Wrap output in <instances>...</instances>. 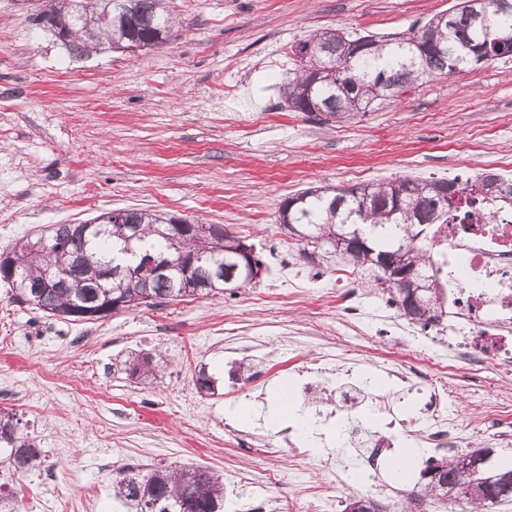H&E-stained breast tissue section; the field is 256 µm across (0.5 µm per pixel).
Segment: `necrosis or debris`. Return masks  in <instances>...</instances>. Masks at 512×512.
Masks as SVG:
<instances>
[{
  "label": "necrosis or debris",
  "instance_id": "necrosis-or-debris-1",
  "mask_svg": "<svg viewBox=\"0 0 512 512\" xmlns=\"http://www.w3.org/2000/svg\"><path fill=\"white\" fill-rule=\"evenodd\" d=\"M430 248L448 281L449 346L476 360L481 373H500L512 363V211L486 203L450 214L447 223L433 225ZM347 280L346 274L336 276V300L344 314L356 323L384 317L377 289L357 292L347 287ZM333 360V355L317 354L292 363L255 354L248 373L262 378L290 370L302 381V398L326 414L364 409L381 417L384 432L357 430L348 438L349 447L367 448L362 458L367 472L381 474L387 450L410 424L428 448L451 453L463 448L449 384L454 359L441 361L431 375L412 364L403 371H388L383 394L366 383H332Z\"/></svg>",
  "mask_w": 512,
  "mask_h": 512
}]
</instances>
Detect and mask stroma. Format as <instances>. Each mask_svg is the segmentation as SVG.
Returning a JSON list of instances; mask_svg holds the SVG:
<instances>
[{
    "instance_id": "1",
    "label": "stroma",
    "mask_w": 512,
    "mask_h": 512,
    "mask_svg": "<svg viewBox=\"0 0 512 512\" xmlns=\"http://www.w3.org/2000/svg\"><path fill=\"white\" fill-rule=\"evenodd\" d=\"M455 0H167L171 39L149 50L109 49L75 57L29 20L20 0H0V252L51 224H77L109 210H159L221 224L254 245L263 275L234 294L142 306L98 321L72 322L13 303L0 283V409L43 448L40 470L0 462V483L18 512H134L112 495L122 462L147 474L170 465L238 472L224 512H246L254 493L293 499L307 512L314 493L378 499L353 469L296 483L303 458L290 419L277 416L279 389L294 377L236 384L233 348L259 345L273 357L315 355L343 345L353 375L374 385L406 361L392 320L352 329L334 288L339 256L316 261L281 236L286 198L320 183L350 187L399 177H474L479 158L463 148L492 143L512 154V59L426 77L399 100L334 127L280 106L291 47L320 28L409 36ZM305 293L304 306L286 300ZM159 355L155 378L125 371L129 358ZM206 372L209 393L195 380ZM251 403V421L231 416ZM512 405V370L459 392L468 445L488 442L483 419ZM274 453H267V445Z\"/></svg>"
}]
</instances>
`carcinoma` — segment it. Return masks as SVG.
I'll return each instance as SVG.
<instances>
[{"mask_svg": "<svg viewBox=\"0 0 512 512\" xmlns=\"http://www.w3.org/2000/svg\"><path fill=\"white\" fill-rule=\"evenodd\" d=\"M33 22L43 28L58 27L69 54L83 57L103 47L141 50L165 43L173 20L164 0H57L56 9ZM425 52L418 57L412 37L386 39L363 35L355 56L336 51V31L309 35L292 47L299 58L293 77L281 91L284 106L302 112L318 125H334L359 115L355 102L366 106L377 100L383 84L404 93L424 76H448L471 70L474 58L487 63L512 58V0H456L448 18L431 17L419 33ZM319 57L332 70L330 77L308 87L302 63ZM491 200L512 208V181L486 172L471 180L400 177L388 182L357 184L349 188L319 187L286 198L278 224L288 226L292 241L303 254L315 258L323 239L333 234H360L371 252L370 267L384 260L415 271L439 296L443 278L434 268L428 237L431 226L448 223V211L465 203L474 206ZM102 221L83 233L73 224H54L47 237H26L6 252L16 278L0 276L11 285L12 300L50 315L70 317L97 311L105 300L121 301L129 310L153 306L186 296L220 293L249 284L247 271L238 266L236 252L242 238L219 225L215 231L180 236L168 229L171 218L142 209H120L99 214ZM200 254L203 261L182 273L161 272L135 283L129 269L143 258L172 264L181 257ZM224 266V279L211 280V267ZM376 282L409 321L426 329L447 315L443 302L419 304L402 295L378 268ZM152 358L128 365L130 376L154 373ZM19 419L0 414V456L16 472L40 469L43 449L18 428ZM458 453L432 459L425 471L437 470L436 479L424 485V495L465 505L467 512H486L498 502L512 499V477H496L482 468L460 466ZM149 496L158 501L155 512H222L224 482L200 468L163 467L147 474ZM115 497L134 503L143 512L140 488L123 476L112 483ZM344 512H379L370 498H353Z\"/></svg>", "mask_w": 512, "mask_h": 512, "instance_id": "1", "label": "carcinoma"}]
</instances>
